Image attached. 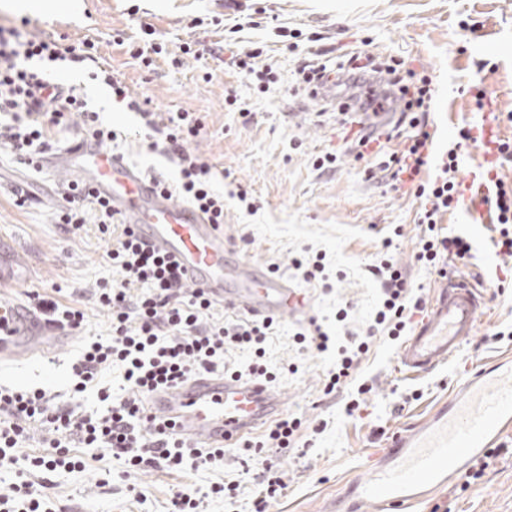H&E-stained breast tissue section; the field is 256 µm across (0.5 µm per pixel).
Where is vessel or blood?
Here are the masks:
<instances>
[{
  "label": "vessel or blood",
  "mask_w": 512,
  "mask_h": 512,
  "mask_svg": "<svg viewBox=\"0 0 512 512\" xmlns=\"http://www.w3.org/2000/svg\"><path fill=\"white\" fill-rule=\"evenodd\" d=\"M46 165L66 171L110 202L122 223L175 262L187 281L225 308L255 318L308 314L301 293L283 276L259 266L228 261L224 231L191 206L175 202L156 180L122 156L81 140L48 156ZM484 296L466 281L441 289L424 319L403 344L399 362L425 374L452 358L475 333ZM25 317L0 323V357L25 347ZM172 421V435L201 448H221L253 434L282 412L279 393L259 379L203 373L148 401ZM512 432V355L468 376L424 421L393 439L375 459L366 479L348 490L359 503L403 512L448 483L474 459Z\"/></svg>",
  "instance_id": "b4317fda"
}]
</instances>
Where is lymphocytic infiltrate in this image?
Wrapping results in <instances>:
<instances>
[{
  "label": "lymphocytic infiltrate",
  "instance_id": "f902f5d3",
  "mask_svg": "<svg viewBox=\"0 0 512 512\" xmlns=\"http://www.w3.org/2000/svg\"><path fill=\"white\" fill-rule=\"evenodd\" d=\"M94 43L64 45L51 38L23 35L18 28H0V146L9 148L24 164L40 169L50 147L52 132L79 123L84 137L113 149L120 132L91 109L76 89L56 90L47 71L31 67V60L81 63L91 59ZM298 72L310 88L331 86L359 90L356 104L341 106L338 122L349 133L347 154L372 159L376 169L397 184H410L420 201L418 222L423 227L414 258L430 273L447 277L448 261L469 258L470 242L463 236L443 234L442 216L457 209L465 196H472L493 210L499 224L498 251L512 257V187L498 181L495 171L512 161V142L495 139L493 158L485 168L484 183L463 191L456 177L458 152L467 142L481 143L472 128L458 131V140L440 161H433L429 112L435 88L428 75L406 68L402 61L383 60L361 51L327 61L306 56ZM90 80L107 85L113 99L136 112L146 131L149 150L175 158L178 182L173 195L188 201L212 223L224 221V195L213 186L211 164L190 153L187 143L198 137L204 124L197 113L173 112L158 121L147 101L131 96L120 77L100 69L89 72ZM390 104L395 119L378 128L364 115ZM399 142L398 150L384 153L383 142ZM69 203L58 216L59 223L79 228L93 217L102 234L118 230L115 244L106 256L114 277L96 291L97 302L111 315L108 336H92L71 365L74 393L96 387L103 410H87L51 404L45 390L0 386V469L17 470L20 480L0 496V512H47L43 496L35 494L28 476L32 472L74 471L80 460L70 454L72 444L93 448L121 460L127 467L158 464L180 468L184 461L208 467L223 460L220 448H197L165 435L160 418L149 416L147 399L155 391L181 385L199 373H231L224 361L227 347L249 351L251 377L273 381L266 362V342L277 322L273 319H237L228 323L210 320L213 303L198 288L189 287L181 271L150 247L129 225L120 224L110 203L95 196L86 185L71 182L64 188ZM380 285L381 299L363 333L347 335L344 344L332 347L321 327L298 334V344L325 352L335 350L336 364L325 380V394L340 391L354 379L363 355L376 336L396 340L406 335L412 318L424 309L423 298L405 272L390 257L370 268ZM120 365L131 396L113 399L103 384L102 372ZM48 434L51 455L19 457L15 450L29 436L31 425ZM302 422L284 416L263 436L244 440L240 451L250 460L264 459L270 450L293 449Z\"/></svg>",
  "mask_w": 512,
  "mask_h": 512
}]
</instances>
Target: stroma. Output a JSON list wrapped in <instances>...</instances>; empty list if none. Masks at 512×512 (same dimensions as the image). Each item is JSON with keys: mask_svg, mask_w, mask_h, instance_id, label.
Wrapping results in <instances>:
<instances>
[{"mask_svg": "<svg viewBox=\"0 0 512 512\" xmlns=\"http://www.w3.org/2000/svg\"><path fill=\"white\" fill-rule=\"evenodd\" d=\"M81 12L31 11L21 0H0V27L24 25L27 34L63 44L90 41L93 61L76 66L57 63L60 83L76 87L112 124L127 132L125 160L156 177L174 180L175 163L143 146L144 131L135 113L114 103L105 86L87 73L105 67L125 80L130 92L148 99L159 115L178 110L200 113L204 131L188 143L214 167L224 199V239L229 260L277 269L309 303L308 318L279 319L267 343L265 360L276 372L273 383L285 414L303 422L304 447L270 455L287 475L283 494L267 512H331L350 482L365 477L374 457L388 448L393 434L424 420L446 400L468 373L512 354V339H495L512 329V258L492 245L494 226L485 206H460L445 214V232L466 237L473 263L451 262L459 277L481 290L486 307L475 335L467 337L448 363L412 376L398 361L401 342L379 336L363 358L358 382L370 386L361 415L345 412L348 392L324 394V379L334 352L300 349L296 332L321 325L328 334L344 333L336 321L338 305H350L363 323L378 300L367 271L393 226L391 254L406 269L424 300H432L446 279L428 274L414 254L422 230L419 201L409 185L369 177L367 161L343 157L319 170L316 157L335 150L341 130L335 118L316 117L302 90L292 46L306 48L309 38L342 47L367 40L368 50L396 56L429 75L437 93L430 115L432 150L442 155L459 128L480 124L481 113L466 89L479 83L487 91L485 110L495 113L497 136L512 140V0H82ZM156 42L165 46L152 66L134 53ZM190 54H182V46ZM261 49L258 67L276 77L267 92L232 66V52ZM236 95L252 112L243 120L225 98ZM484 110V111H485ZM69 177L61 171H33L10 151L0 150V261L25 265L28 284L0 286V304L35 309L34 293L76 303L86 326L55 345L24 349L0 360V384L38 386L56 404L98 408L95 390L71 391V364L84 341L109 332L110 315L96 305L93 290L111 279L109 245L96 225L69 231L58 215L67 206L61 190ZM248 191L239 201L238 188ZM321 253L332 289L305 282L293 262L304 252ZM485 476L467 491L446 485L430 492L413 512H512V434ZM83 466L73 472H38L35 487L52 512H169L179 491L201 500L203 512H249L254 479L264 463L242 464L236 445L224 448L223 462L207 468L184 463L168 470L156 465L126 473L121 461L79 448ZM241 484L237 501L212 495V485Z\"/></svg>", "mask_w": 512, "mask_h": 512, "instance_id": "1", "label": "stroma"}]
</instances>
